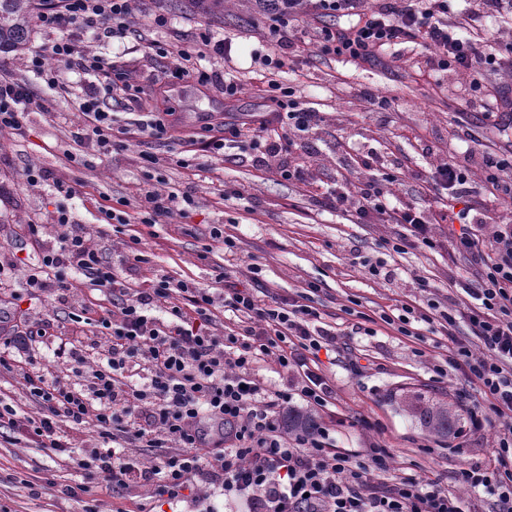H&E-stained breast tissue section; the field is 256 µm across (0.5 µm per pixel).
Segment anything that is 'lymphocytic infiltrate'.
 <instances>
[{
    "label": "lymphocytic infiltrate",
    "mask_w": 512,
    "mask_h": 512,
    "mask_svg": "<svg viewBox=\"0 0 512 512\" xmlns=\"http://www.w3.org/2000/svg\"><path fill=\"white\" fill-rule=\"evenodd\" d=\"M269 14L275 55H261L270 70L284 67L298 47L288 32L292 21L307 9L320 17H347L349 26H325L315 33V44L325 56L368 61L392 46L410 43L430 55L435 71L461 72L468 85L461 98L468 107L488 109L490 97L481 76L496 65L512 74V30L505 33L508 56L481 50L477 40L464 37L463 28H479L481 20L512 16V0H471L464 26L448 21V0H384L375 10L364 0H254ZM130 0H51L37 14L41 30L80 25L107 38H125ZM270 117L246 127L225 125L231 137H249L277 158L280 140L267 135L271 120H288L305 131L318 126V113L300 108L287 89L270 81L267 96ZM37 103L29 88L0 78V128L21 130L23 113ZM86 123L77 125L72 139L104 148L113 137L112 115L100 109L96 97L84 104ZM483 176L494 199L512 201V152L481 151L449 156L431 170L428 179L452 194L466 192L472 174ZM393 177L358 179L354 189L336 195L337 206L354 211L359 219L377 224H405L411 244L433 247L432 222L455 220L461 226L453 240L458 252L480 265L479 279L465 286L470 306L449 303L441 316L454 365L477 381L499 420L497 435L501 461L489 471L472 467L462 476L470 488H496L492 512H512V223L487 227L483 213L469 207L454 215L431 220L416 207L395 211L385 197ZM55 222L61 232L45 246L41 265L55 278L77 271L93 285L112 290L113 310L101 321L112 343L106 365L91 371L84 388L50 383L40 375H26L29 392L38 402L39 418L19 416L0 408V431L35 443L57 454L71 453L70 438L60 422L79 429L95 422L104 435L132 431L135 440L157 449V463L143 468L112 448L84 449L79 465L95 469L112 491L134 482L150 483L157 496L178 498L203 464H210L222 480L224 492L245 498L249 512H468L465 500L438 482L401 477L383 488L372 484V473L386 470L388 453L373 447L366 461L336 451L328 432L316 426L309 432L288 430L284 413L293 400L309 411L325 407L333 390L309 361L332 347L335 337L318 326L317 308L296 298H280L266 305L249 291L224 284V308L237 317L240 328L215 336L211 331L215 299L209 289L184 283L161 282L153 292L130 294L120 286L109 261L76 234L66 209ZM167 300L169 321L149 316L155 302ZM465 320L469 336L457 333ZM274 356L293 378L289 387L267 394L254 378L252 365L261 356ZM147 364V383L134 382L129 366Z\"/></svg>",
    "instance_id": "f902f5d3"
}]
</instances>
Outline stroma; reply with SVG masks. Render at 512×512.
<instances>
[{
  "instance_id": "35a3bbf8",
  "label": "stroma",
  "mask_w": 512,
  "mask_h": 512,
  "mask_svg": "<svg viewBox=\"0 0 512 512\" xmlns=\"http://www.w3.org/2000/svg\"><path fill=\"white\" fill-rule=\"evenodd\" d=\"M165 16L159 27L155 16ZM123 40L99 38L94 30L67 26L78 51L91 52L125 70L130 90L110 87L108 72L86 75L47 58L58 72V87L48 86L29 66L28 57H0V74L30 86L45 99L22 117L21 133L0 131V251H20L27 269L0 273V309L13 321L45 328L33 343L31 360L7 371L0 368V404L18 414L38 417L24 373L64 383L83 382L85 373L104 358L106 337L99 325L112 309L108 290L82 275L69 273L51 290L29 288L27 278L41 265L42 247L53 242L58 208H66L88 244L111 263L131 291H148L161 280L211 286L227 273L237 287L259 297L310 293L320 324L336 335L335 358H321L322 374L333 388L327 406L316 414L342 451L365 458L370 445L387 448L388 468L373 480L383 486L415 476L440 482L449 492L468 497L472 512H489L494 496L470 491L464 469L497 467L494 428L469 430L468 411L488 410L477 384L449 367L448 341L441 334L438 311L429 302L465 304L462 287L479 276L469 256L453 250L447 225H437L434 248L394 250L407 235L402 224H366L355 213L338 209L332 191L350 189L368 159L377 177L393 176L389 207L408 205L433 213H451L465 205L490 215L512 217V204L492 201L480 177L463 196L448 195L421 179L448 155L468 151H503L508 141L482 112L457 98L463 77L433 74L424 55L412 45L393 47L372 61L318 55L309 41L322 17L305 15L292 25L296 39L307 41L277 75L302 108L321 113L320 127L290 134V153L269 163L256 162L248 143L209 147L205 119L235 122L266 109L265 70L255 60L270 39V20L253 0H133ZM230 42L226 55L208 53L192 59L191 75L176 76L174 55L191 48L199 33ZM213 74L199 84L194 71ZM241 91L225 97L224 82ZM96 86L105 110L121 136L105 150L77 145L71 133L80 123L79 104ZM388 100L380 109V100ZM168 113L169 131L160 139L141 133V120ZM304 166L315 180L304 185L281 176L282 167ZM43 170L45 181L30 184V170ZM70 187L60 193L56 182ZM190 198L185 212L158 224L139 220L146 190ZM126 210L130 221L113 226L102 219L104 207ZM39 223L38 236L25 232ZM221 230L212 239V230ZM141 241V261L128 248ZM428 290H420L418 281ZM429 313L430 321L412 322L411 335L398 332L392 320L403 307ZM81 349L82 361L54 354L58 344ZM447 368L438 375L436 366ZM448 404L457 416L445 435L424 426L420 404ZM243 498L225 495L203 468L179 498H156L148 483L131 485L122 496L106 489L96 473L67 456L34 444L0 439V512H247Z\"/></svg>"
}]
</instances>
